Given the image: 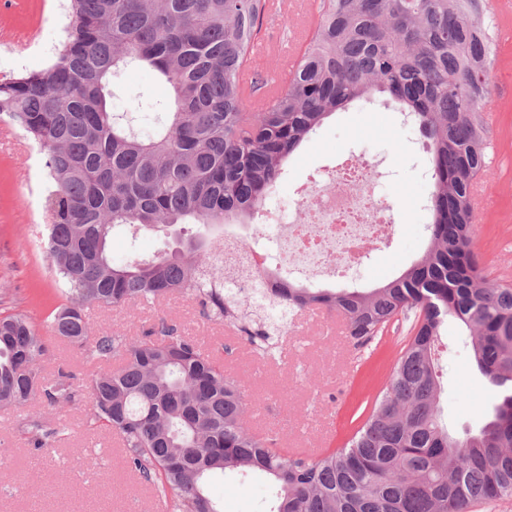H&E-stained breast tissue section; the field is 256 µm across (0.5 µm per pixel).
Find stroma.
<instances>
[{
  "instance_id": "35a3bbf8",
  "label": "stroma",
  "mask_w": 512,
  "mask_h": 512,
  "mask_svg": "<svg viewBox=\"0 0 512 512\" xmlns=\"http://www.w3.org/2000/svg\"><path fill=\"white\" fill-rule=\"evenodd\" d=\"M490 20L493 66L490 111L497 115L499 156L479 179L491 205L473 220V250L494 284L512 285V0H502ZM66 0H8L0 6V32L23 36L27 47H0V78L43 68L63 39ZM373 164L377 190L390 206L393 232L360 263L356 282L370 289L397 277L419 259L428 239L427 200L432 190L424 139L418 125L385 104L383 95L355 102L328 117L285 164L273 195L288 205L302 182L328 184V175L345 157ZM45 180L44 157L25 134L0 138V313H22L47 334L48 354L40 367L45 378L58 372L85 387L96 364L82 349L49 334L46 319L62 299L55 291L43 237L49 219L38 190ZM154 231L116 230L110 242L114 261L149 256L169 245ZM92 335L134 337L165 320L182 336L194 338L224 361L227 376L239 381L253 431L276 436L280 447L327 444L338 449L369 415L387 385L410 324L388 325L382 338L361 346L345 338L336 315L309 310L290 320L270 351L249 346L235 327L211 321L197 302L172 297L152 307L93 308ZM440 353L444 392L443 421L452 434L476 428L492 405L485 379L461 346V330L449 323ZM38 415L58 434L33 450L20 423ZM224 512H269L271 481L259 473H228L209 485ZM150 484L127 465L117 436L93 424L86 398L23 407H0V512H158Z\"/></svg>"
}]
</instances>
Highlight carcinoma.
Returning a JSON list of instances; mask_svg holds the SVG:
<instances>
[{"label": "carcinoma", "mask_w": 512, "mask_h": 512, "mask_svg": "<svg viewBox=\"0 0 512 512\" xmlns=\"http://www.w3.org/2000/svg\"><path fill=\"white\" fill-rule=\"evenodd\" d=\"M262 2L68 0L69 23L50 63L0 79V116L45 157L44 248L65 299L48 328L101 361L123 360L91 378V419L119 436L127 465L170 512H224L208 482L235 470L273 479L271 512H468L511 498L512 288L491 284L472 249L492 64L482 0H324L288 89L267 109L244 112L237 74L260 32ZM131 64L171 89L147 131L136 117L140 98L122 111L112 105ZM376 93L427 139L425 254L369 291L286 281L270 294L261 274L252 286L271 309V325L251 331L221 265L205 262L223 252L224 239L210 228L255 226L293 152L330 115ZM119 227L168 231L177 246L115 262L109 242ZM172 296L264 341L311 308L341 316L360 345L400 316L412 319V336L345 446L296 455L249 432L242 386L221 359L165 321L155 338L89 336L90 307ZM450 319L468 331L464 348L494 398L485 423L461 436L437 410L435 354ZM47 351L26 317L0 316L1 406L75 400L69 375L41 376ZM22 428L37 449L56 434L35 418Z\"/></svg>", "instance_id": "cac0c4a2"}]
</instances>
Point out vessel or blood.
Masks as SVG:
<instances>
[{
  "label": "vessel or blood",
  "instance_id": "vessel-or-blood-1",
  "mask_svg": "<svg viewBox=\"0 0 512 512\" xmlns=\"http://www.w3.org/2000/svg\"><path fill=\"white\" fill-rule=\"evenodd\" d=\"M291 11L302 17V26L284 43L274 44L267 38H260L239 70L244 111L254 112L265 108L273 91L286 87L299 65L308 32L319 13L315 0H266L265 17L269 23H276L283 14ZM271 57L275 58L276 64L270 70L266 62ZM262 70L267 73V82L259 88L255 85V75Z\"/></svg>",
  "mask_w": 512,
  "mask_h": 512
}]
</instances>
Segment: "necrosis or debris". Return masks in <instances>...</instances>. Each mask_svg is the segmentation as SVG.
Listing matches in <instances>:
<instances>
[{"instance_id":"1","label":"necrosis or debris","mask_w":512,"mask_h":512,"mask_svg":"<svg viewBox=\"0 0 512 512\" xmlns=\"http://www.w3.org/2000/svg\"><path fill=\"white\" fill-rule=\"evenodd\" d=\"M294 210L301 221L281 223L277 209L269 214L275 220L277 254L255 247L245 238L229 235L224 243V269L248 285L249 273L264 270L281 274L284 270L320 273L342 266L356 268L365 252L387 235L389 205L375 191L367 164L355 166L351 177H332L329 188L296 187Z\"/></svg>"}]
</instances>
